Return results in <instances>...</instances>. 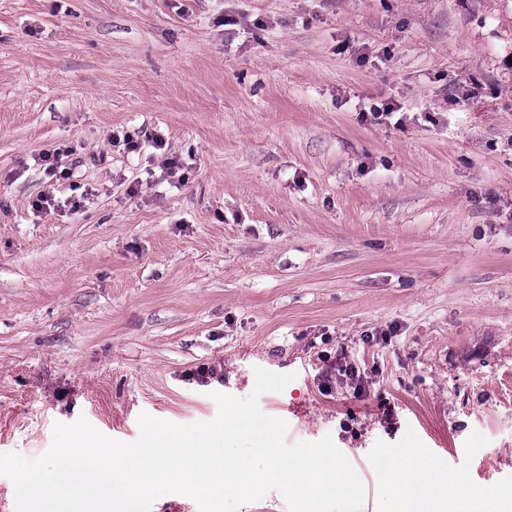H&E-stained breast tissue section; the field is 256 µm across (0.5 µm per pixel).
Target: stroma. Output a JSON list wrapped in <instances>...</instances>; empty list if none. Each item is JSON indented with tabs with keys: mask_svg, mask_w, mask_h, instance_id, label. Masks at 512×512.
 <instances>
[{
	"mask_svg": "<svg viewBox=\"0 0 512 512\" xmlns=\"http://www.w3.org/2000/svg\"><path fill=\"white\" fill-rule=\"evenodd\" d=\"M257 367L362 512L399 448L512 488V0H0V454Z\"/></svg>",
	"mask_w": 512,
	"mask_h": 512,
	"instance_id": "stroma-1",
	"label": "stroma"
}]
</instances>
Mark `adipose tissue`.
I'll return each mask as SVG.
<instances>
[{
    "mask_svg": "<svg viewBox=\"0 0 512 512\" xmlns=\"http://www.w3.org/2000/svg\"><path fill=\"white\" fill-rule=\"evenodd\" d=\"M399 466L410 480L399 495L396 512H435L438 503L444 504L447 512H486L491 505L512 498V493L503 489L484 492L464 488L461 478L452 474L432 481L414 456L401 460Z\"/></svg>",
    "mask_w": 512,
    "mask_h": 512,
    "instance_id": "obj_1",
    "label": "adipose tissue"
}]
</instances>
